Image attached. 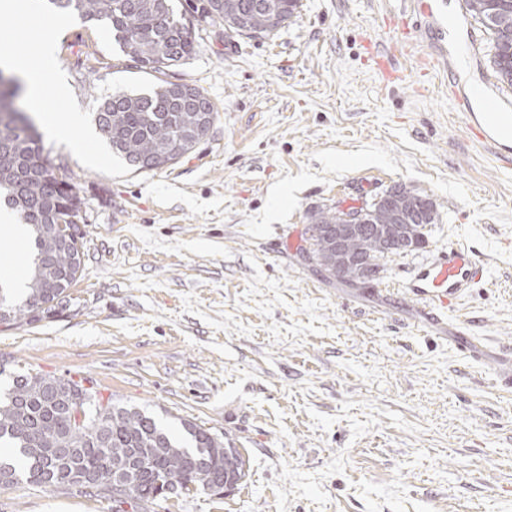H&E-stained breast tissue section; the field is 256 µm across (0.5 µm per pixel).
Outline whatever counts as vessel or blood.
I'll return each mask as SVG.
<instances>
[{
	"instance_id": "obj_1",
	"label": "vessel or blood",
	"mask_w": 512,
	"mask_h": 512,
	"mask_svg": "<svg viewBox=\"0 0 512 512\" xmlns=\"http://www.w3.org/2000/svg\"><path fill=\"white\" fill-rule=\"evenodd\" d=\"M414 11L431 19L447 36V48H458L445 0H417ZM451 98L472 140L498 157L512 152V113L505 111L497 98L484 97L478 107L469 93L455 92ZM483 273L484 267L475 250L453 244L415 267L395 288L394 294L415 305L420 324L444 331L448 328L449 311L470 296Z\"/></svg>"
}]
</instances>
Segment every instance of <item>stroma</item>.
<instances>
[{
    "label": "stroma",
    "mask_w": 512,
    "mask_h": 512,
    "mask_svg": "<svg viewBox=\"0 0 512 512\" xmlns=\"http://www.w3.org/2000/svg\"><path fill=\"white\" fill-rule=\"evenodd\" d=\"M0 11V32L49 36L58 69L32 118L44 153L78 188L82 274L69 305L0 323V386L11 372L87 377L101 394L192 421L231 442L248 474L154 512H512V162L471 140L448 76L512 104L491 64L492 36L447 0L473 48L426 77L384 84L372 60L406 0H299L273 34L206 26L169 70L215 105L214 122L175 164L133 171L92 120L102 95L138 92L135 67L101 28L70 15ZM77 115L90 158L53 134ZM403 185L437 220L423 248L383 260L370 288L305 257L311 211L359 206ZM473 244L485 276L458 305L473 350L415 324L390 290L453 243ZM0 512H112L74 490L0 488Z\"/></svg>",
    "instance_id": "1"
}]
</instances>
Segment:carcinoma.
<instances>
[{"instance_id": "carcinoma-1", "label": "carcinoma", "mask_w": 512, "mask_h": 512, "mask_svg": "<svg viewBox=\"0 0 512 512\" xmlns=\"http://www.w3.org/2000/svg\"><path fill=\"white\" fill-rule=\"evenodd\" d=\"M44 0L58 14H75L107 28L135 67L162 75L144 92L112 93L100 98L92 115L112 154L136 171L174 164L210 130L215 108L198 87L167 79L165 69L195 53L201 24L224 23L238 36L269 35L291 21L298 0ZM491 0H465L466 10L492 35V67L498 80L512 86V68L495 50L502 32L512 35V10L492 20ZM20 83L0 87V199L29 227L33 266L24 305L0 293L5 320L36 321L70 302L68 291L81 274V247L66 250L59 241L82 220V200L74 184L62 178L52 189L57 167L44 155L41 136L31 117L16 106ZM366 224H388L384 204L369 205ZM353 247L378 261L401 254L384 253L366 240ZM0 487L19 482L45 489H75L90 497L129 499L134 512H151L157 500L186 491L221 494L224 472L234 483L246 476L248 460L230 442L191 421L173 430L154 414L103 400L93 380L51 374L15 373L0 393ZM90 476L93 483L76 477Z\"/></svg>"}]
</instances>
